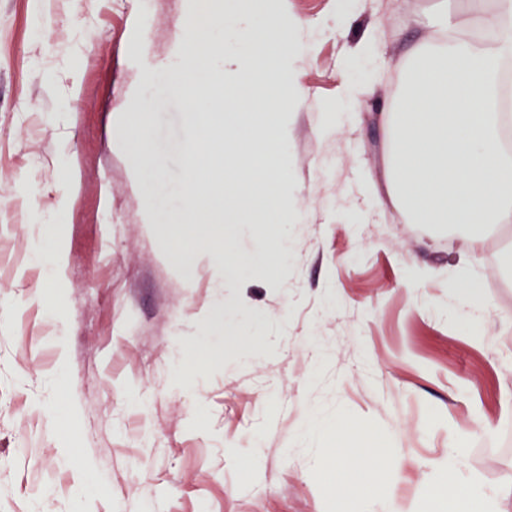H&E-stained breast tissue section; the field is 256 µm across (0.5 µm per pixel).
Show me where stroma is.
<instances>
[{
  "mask_svg": "<svg viewBox=\"0 0 512 512\" xmlns=\"http://www.w3.org/2000/svg\"><path fill=\"white\" fill-rule=\"evenodd\" d=\"M189 5L0 0V239L25 256L0 281V512H331L319 424L339 417L382 433L390 457L375 470L396 487L354 512H425L452 456L512 512V226L463 257L454 230L373 203L389 138L376 114L401 68L357 115L334 117L343 83L368 68L340 61L369 31L397 59L424 14L443 5L468 28L493 0H350L345 30L336 0H285L283 17L311 30L295 64L307 100L289 118L288 193L304 218L279 281L252 268L225 284L203 260L188 285L159 257L168 226L141 221L115 128L137 87L169 187L186 190L198 129L141 75ZM67 163L80 188L61 212ZM55 240L67 262L54 297L41 253ZM462 264L486 304L451 313ZM220 304L223 330H199L194 317ZM234 332L261 351H228ZM87 462L97 481L84 482Z\"/></svg>",
  "mask_w": 512,
  "mask_h": 512,
  "instance_id": "35a3bbf8",
  "label": "stroma"
}]
</instances>
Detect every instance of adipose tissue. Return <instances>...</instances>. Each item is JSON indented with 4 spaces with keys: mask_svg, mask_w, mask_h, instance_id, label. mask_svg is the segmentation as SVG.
I'll return each mask as SVG.
<instances>
[{
    "mask_svg": "<svg viewBox=\"0 0 512 512\" xmlns=\"http://www.w3.org/2000/svg\"><path fill=\"white\" fill-rule=\"evenodd\" d=\"M483 25L495 29L492 42L468 38L442 20L414 41L401 62L403 96L379 115L389 131L386 198L415 223L455 225L465 253L477 250L484 230L512 224V149L501 140L498 83L501 61L512 57V0H499ZM145 111L144 100L128 92L118 138L132 159L133 176L151 193L163 182V164L148 147ZM384 454L370 442L337 444L318 479L350 487L367 500L389 499L393 488L373 466ZM427 499L431 512H494L490 497L452 461Z\"/></svg>",
    "mask_w": 512,
    "mask_h": 512,
    "instance_id": "adipose-tissue-1",
    "label": "adipose tissue"
}]
</instances>
